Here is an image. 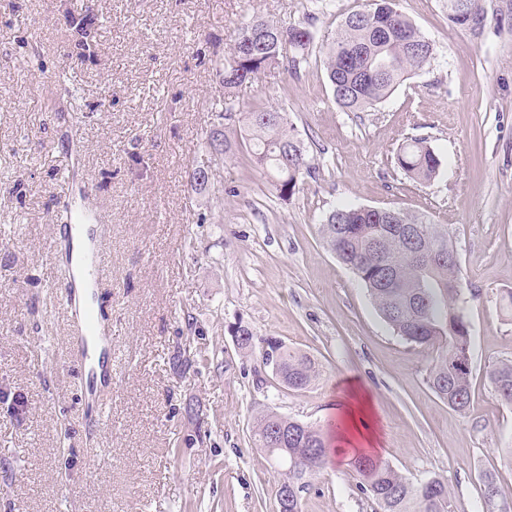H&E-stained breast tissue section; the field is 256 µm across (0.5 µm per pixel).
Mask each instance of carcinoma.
<instances>
[{"label":"carcinoma","mask_w":512,"mask_h":512,"mask_svg":"<svg viewBox=\"0 0 512 512\" xmlns=\"http://www.w3.org/2000/svg\"><path fill=\"white\" fill-rule=\"evenodd\" d=\"M453 24L477 36L487 24V13L472 16L469 25ZM313 42L310 23L280 25L261 16L242 25L222 65V92L209 101V111L224 119V127L206 132L205 144L218 158L233 154L238 142L248 145L250 159L269 177L280 196L293 193L297 178L307 168L304 147L286 113L257 110L245 116V136L238 137L234 102L237 91L262 75L283 68L299 69ZM434 56L432 43L389 0H378L368 12L345 17L341 31L325 52L324 67L336 104L346 112L377 108L409 76L425 69ZM399 167L410 177L430 181L440 160L427 142L412 139L397 155ZM388 224L362 207L332 210L321 225L330 249L357 275L372 303L394 334L416 346L436 351L428 368V383L448 406L465 414L470 406L471 334L459 305L460 268L448 229L423 213L396 211ZM418 225L423 239L412 242L405 228ZM276 370L290 389L303 390L321 375L319 364L306 353L280 345ZM496 399L512 406V360L495 364L488 372ZM256 447L282 468L280 485L288 486V502L281 512H301L293 491L307 489L313 474L307 461L327 464L329 448L322 430L275 412L260 416L254 433ZM354 466L363 490L376 512H448L450 494L443 478L415 483L390 464L365 457ZM484 502L502 497L495 478L484 477Z\"/></svg>","instance_id":"obj_1"}]
</instances>
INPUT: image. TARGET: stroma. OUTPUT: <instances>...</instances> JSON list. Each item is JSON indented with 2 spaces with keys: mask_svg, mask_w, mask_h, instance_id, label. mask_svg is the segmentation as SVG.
<instances>
[{
  "mask_svg": "<svg viewBox=\"0 0 512 512\" xmlns=\"http://www.w3.org/2000/svg\"><path fill=\"white\" fill-rule=\"evenodd\" d=\"M484 5L476 37L441 0H392L434 58L376 110L346 112L321 49L373 0H0V512H279L257 417L330 432L354 387L371 399L373 458L415 482L443 477L452 512H482L492 473L512 512V407L487 375L512 359V0ZM87 11L93 23L76 24ZM257 15L314 22L308 65L235 102L285 111L302 141L308 169L285 200L246 149L219 160L204 146L216 70ZM413 138L441 161L431 181L397 164ZM344 205L447 225L472 337L467 414L430 388L431 351L393 333L327 245L320 227ZM91 207L112 278L97 296L117 379L105 430L90 427L58 307L57 227ZM274 342L317 359L319 380L285 387L264 361ZM351 458L313 476L302 512H373Z\"/></svg>",
  "mask_w": 512,
  "mask_h": 512,
  "instance_id": "1",
  "label": "stroma"
}]
</instances>
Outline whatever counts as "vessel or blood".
Returning <instances> with one entry per match:
<instances>
[{"mask_svg": "<svg viewBox=\"0 0 512 512\" xmlns=\"http://www.w3.org/2000/svg\"><path fill=\"white\" fill-rule=\"evenodd\" d=\"M59 235L65 251L61 302L73 318V345L84 364L87 398L97 404L101 389L112 384V338L94 297L104 267L101 227L95 216L79 210L60 225Z\"/></svg>", "mask_w": 512, "mask_h": 512, "instance_id": "b4317fda", "label": "vessel or blood"}]
</instances>
